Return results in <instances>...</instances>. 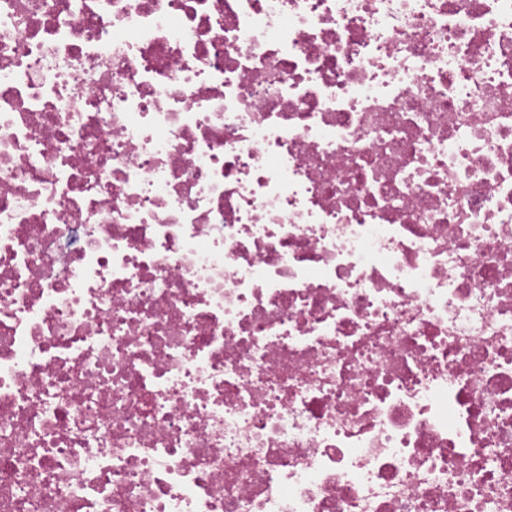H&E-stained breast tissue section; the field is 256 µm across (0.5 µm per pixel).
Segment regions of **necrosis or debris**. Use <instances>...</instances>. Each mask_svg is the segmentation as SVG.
Masks as SVG:
<instances>
[{
  "mask_svg": "<svg viewBox=\"0 0 512 512\" xmlns=\"http://www.w3.org/2000/svg\"><path fill=\"white\" fill-rule=\"evenodd\" d=\"M0 512H512V0H0Z\"/></svg>",
  "mask_w": 512,
  "mask_h": 512,
  "instance_id": "necrosis-or-debris-1",
  "label": "necrosis or debris"
}]
</instances>
